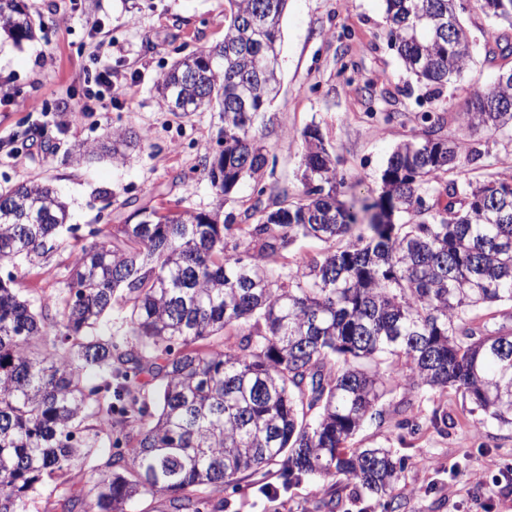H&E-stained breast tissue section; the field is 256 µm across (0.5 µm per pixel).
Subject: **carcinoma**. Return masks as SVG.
<instances>
[{
    "label": "carcinoma",
    "instance_id": "obj_1",
    "mask_svg": "<svg viewBox=\"0 0 512 512\" xmlns=\"http://www.w3.org/2000/svg\"><path fill=\"white\" fill-rule=\"evenodd\" d=\"M512 25V0H485ZM288 0H227L221 42L177 60L160 104L215 110L219 150L200 162L219 204L161 211L125 200L131 224L68 223L48 185L0 194V512H26L29 493L62 487V512H126L137 496H167L169 512H223L224 488L280 463L286 484L392 497L405 460L355 448L397 386L460 391L487 423L512 426V315L491 326L475 310L512 306V179L473 180L477 146L440 135L421 115L380 174L381 192L355 207L316 127L304 141L302 193L264 184L265 109L281 84L280 20ZM454 0H386L390 46L405 68L443 86L472 62ZM0 30L34 34L24 0H0ZM512 82L477 93L457 117L492 138L512 132ZM141 145L129 128L82 144L75 160L114 163ZM244 185V218L224 206ZM272 204L263 205L265 194ZM448 196L440 205L439 197ZM75 236L61 287L34 304L15 271L49 263ZM300 238L321 253L288 263ZM224 333V347L207 343ZM112 449L85 492L65 486L100 442Z\"/></svg>",
    "mask_w": 512,
    "mask_h": 512
}]
</instances>
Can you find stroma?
<instances>
[{"mask_svg":"<svg viewBox=\"0 0 512 512\" xmlns=\"http://www.w3.org/2000/svg\"><path fill=\"white\" fill-rule=\"evenodd\" d=\"M42 28L34 39L15 43L0 32V140L13 139L18 152L0 158V192L21 180L47 182L69 204L72 224H111L130 197L166 205L211 210L217 198L196 171L216 147L217 112L187 116L165 111L156 84L178 57L215 45L224 34V0H25ZM471 36L484 45L512 42V25L479 8L460 15ZM385 0H289L280 22L279 96L268 112L271 162L265 182L301 193V131L318 127L336 155L339 172L361 175L358 200L378 195L381 171L394 147L411 136L424 112L448 115L444 135L483 144L485 154L470 172L512 177V138L486 139L454 118L476 92L491 87L496 64L482 50L460 76L439 91L417 83L389 45ZM112 74V109L85 112L83 92L92 73ZM18 96L25 108L10 102ZM69 108V124L58 112ZM127 127L143 138L125 163L108 159L76 162L75 145L102 139ZM41 129L27 146L31 129ZM109 198H101V191ZM64 251L49 264L19 271L23 297L34 300L56 288L73 260ZM411 401L412 425L396 407ZM382 419L368 422L355 438L360 448L385 446L405 458L396 488L401 506L345 488L334 512H512V428L495 424L474 434L477 419L462 393L448 390L406 397L393 389L383 400ZM448 423L434 425L433 412ZM273 487L275 496L262 493ZM322 483L285 485L278 467L265 478L241 474L224 492V512H320Z\"/></svg>","mask_w":512,"mask_h":512,"instance_id":"obj_1","label":"stroma"}]
</instances>
